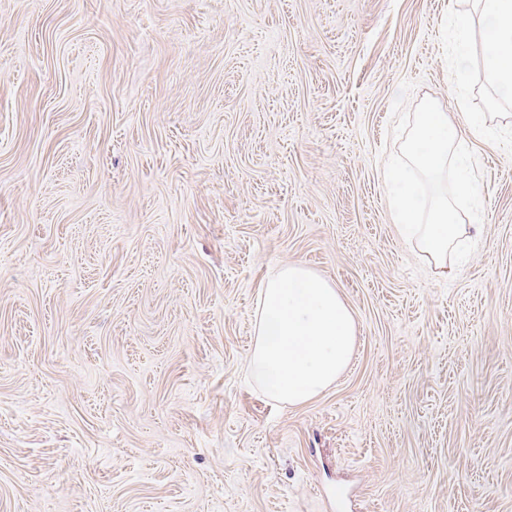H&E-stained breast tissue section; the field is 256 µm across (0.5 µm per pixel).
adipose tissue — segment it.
<instances>
[{"mask_svg": "<svg viewBox=\"0 0 512 512\" xmlns=\"http://www.w3.org/2000/svg\"><path fill=\"white\" fill-rule=\"evenodd\" d=\"M480 20L486 30L484 55L489 79L498 90L512 95V0H479ZM455 131L443 112L422 113L413 141L427 149L415 158L414 168H389L386 172L395 192H402L416 173L440 177L448 166V146ZM476 183L463 182L439 190L426 215H418L413 207L400 208L397 214L410 235L417 239L422 254L438 269L448 267V257L459 243L471 238L472 225L462 223L459 206L478 195Z\"/></svg>", "mask_w": 512, "mask_h": 512, "instance_id": "1", "label": "adipose tissue"}]
</instances>
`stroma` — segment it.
Returning a JSON list of instances; mask_svg holds the SVG:
<instances>
[{"instance_id": "obj_1", "label": "stroma", "mask_w": 512, "mask_h": 512, "mask_svg": "<svg viewBox=\"0 0 512 512\" xmlns=\"http://www.w3.org/2000/svg\"><path fill=\"white\" fill-rule=\"evenodd\" d=\"M471 8L0 0V512H512V102ZM429 110L481 190L444 277L383 178ZM295 263L356 342L278 406L246 367Z\"/></svg>"}]
</instances>
